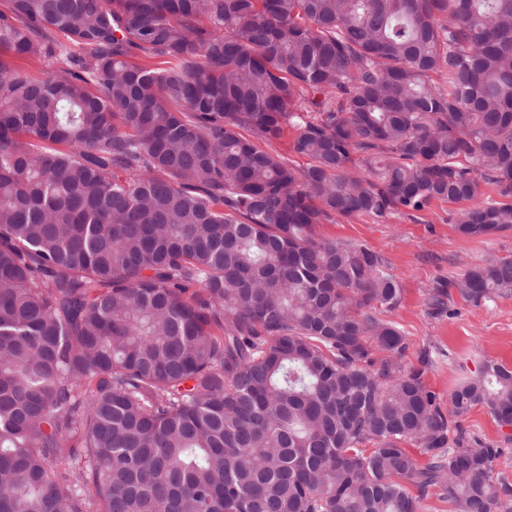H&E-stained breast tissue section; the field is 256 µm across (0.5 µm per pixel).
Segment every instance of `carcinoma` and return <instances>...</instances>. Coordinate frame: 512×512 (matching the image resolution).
<instances>
[{
  "label": "carcinoma",
  "mask_w": 512,
  "mask_h": 512,
  "mask_svg": "<svg viewBox=\"0 0 512 512\" xmlns=\"http://www.w3.org/2000/svg\"><path fill=\"white\" fill-rule=\"evenodd\" d=\"M433 201L512 229V0H0V512H512V369L443 412L317 231ZM465 430L476 435L483 443L494 448H508L495 461L497 471L512 478V427L501 426L491 412L484 406L472 408L458 420Z\"/></svg>",
  "instance_id": "cac0c4a2"
}]
</instances>
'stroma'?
Segmentation results:
<instances>
[{
  "mask_svg": "<svg viewBox=\"0 0 512 512\" xmlns=\"http://www.w3.org/2000/svg\"><path fill=\"white\" fill-rule=\"evenodd\" d=\"M448 203L436 201L419 212L397 214L380 222L367 215L337 218L320 225L329 239L363 245L377 253L400 289L398 304L379 310L405 336L402 366L417 364L422 351L433 363L424 377L441 408H449L453 390L473 379L482 365L496 361L512 368V292L474 305L453 295L450 313L434 314L429 294L437 283L453 281L474 265L490 259H512V230L491 238L458 233ZM483 443L499 448L498 471L512 477V427L501 426L484 406L459 420Z\"/></svg>",
  "mask_w": 512,
  "mask_h": 512,
  "instance_id": "stroma-1",
  "label": "stroma"
}]
</instances>
